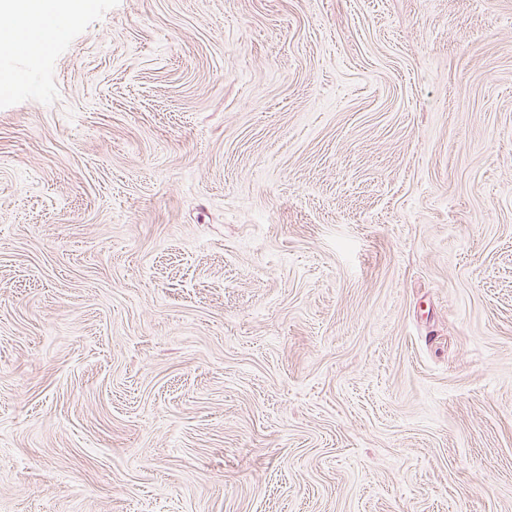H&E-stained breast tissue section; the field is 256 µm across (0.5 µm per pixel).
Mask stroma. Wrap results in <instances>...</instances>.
Instances as JSON below:
<instances>
[{"label": "stroma", "mask_w": 512, "mask_h": 512, "mask_svg": "<svg viewBox=\"0 0 512 512\" xmlns=\"http://www.w3.org/2000/svg\"><path fill=\"white\" fill-rule=\"evenodd\" d=\"M0 63V512H512V0H85Z\"/></svg>", "instance_id": "obj_1"}]
</instances>
